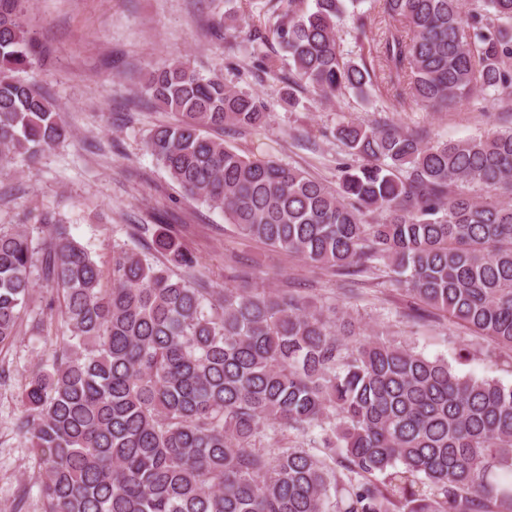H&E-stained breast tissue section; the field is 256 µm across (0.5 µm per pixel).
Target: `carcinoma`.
Segmentation results:
<instances>
[{"label": "carcinoma", "instance_id": "carcinoma-1", "mask_svg": "<svg viewBox=\"0 0 512 512\" xmlns=\"http://www.w3.org/2000/svg\"><path fill=\"white\" fill-rule=\"evenodd\" d=\"M22 0H0V161L33 171L73 130L20 78L44 51ZM266 0L296 89L321 101L373 89L340 48L359 0ZM382 0L386 91L436 111L512 94V0ZM234 16L213 28L238 48ZM145 95L173 124L147 150L234 232L336 276L380 271L413 302L490 342L512 365V127L430 143L395 124L341 123L336 184L249 158L216 133L269 117L251 92L189 63ZM381 210L386 217L371 223ZM41 246L0 228V349L40 269L68 334L25 377L17 434L45 466L44 512H512V385L462 376L288 289L214 286L165 224H134L112 283L52 216ZM163 257L150 262L141 239Z\"/></svg>", "mask_w": 512, "mask_h": 512}]
</instances>
